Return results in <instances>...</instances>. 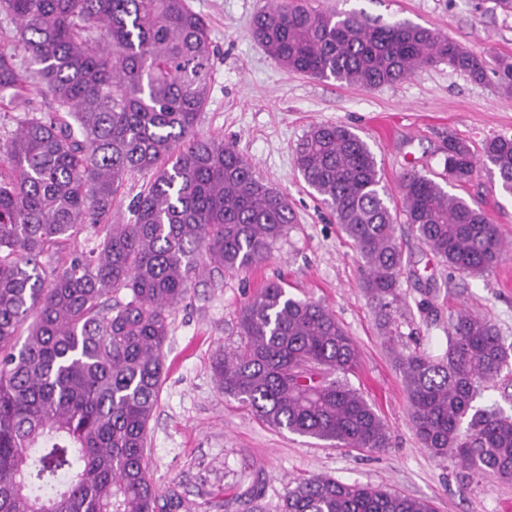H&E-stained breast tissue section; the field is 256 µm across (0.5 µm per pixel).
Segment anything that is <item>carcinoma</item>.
<instances>
[{"mask_svg": "<svg viewBox=\"0 0 512 512\" xmlns=\"http://www.w3.org/2000/svg\"><path fill=\"white\" fill-rule=\"evenodd\" d=\"M17 45L0 48V100L25 118L0 145V512H178L147 466L171 314L206 271L247 272L294 223L286 196L234 147L196 133L212 77L209 27L187 0H0ZM252 36L284 68L375 88L444 64L475 81L489 62L408 21L380 24L308 0H272ZM512 94V59H495ZM51 97L44 113L27 97ZM491 164L512 194V138L482 159L448 136L445 171L461 182ZM295 166L336 215L360 257L361 288L385 308L400 298L403 252L374 154L349 127L316 124ZM148 177L112 222L129 176ZM402 214L453 272L483 278L505 256L484 211L411 171ZM92 228L96 245L46 272L51 250ZM125 292L127 301L109 303ZM239 346L218 353L217 387L270 425L338 447L382 450L388 428L347 375L358 347L319 302L269 283L243 307ZM411 422L423 448L467 472L512 480V415L474 405L512 370L485 317L448 318L444 356L399 351ZM280 512H433L395 491L312 477L288 485Z\"/></svg>", "mask_w": 512, "mask_h": 512, "instance_id": "carcinoma-1", "label": "carcinoma"}]
</instances>
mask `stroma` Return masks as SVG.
<instances>
[{"label": "stroma", "mask_w": 512, "mask_h": 512, "mask_svg": "<svg viewBox=\"0 0 512 512\" xmlns=\"http://www.w3.org/2000/svg\"><path fill=\"white\" fill-rule=\"evenodd\" d=\"M208 22L214 48L208 103L196 132L232 145L295 215L268 260L246 274L196 278L172 314L165 375L147 438L148 470L161 489L176 490L183 512H243L249 496L278 512L290 480L328 476L431 500L437 512H512V481L468 478L454 460L422 448L412 428L393 347L433 357L447 348L448 316L460 308L489 319L512 343V259L484 278L432 261L409 225L397 222L404 252L402 298L379 311L359 286L361 263L351 240L294 165L295 150L319 123H341L374 154L397 206L400 183L417 171L446 183L449 136L481 150L512 136V98L498 78L477 82L447 66H429L374 89L290 71L250 33L271 0H188ZM320 10L360 11L382 23L407 20L482 56L512 57V13L495 0H312ZM451 194L482 209L512 242V197L496 174L476 165ZM270 281L290 295L321 302L354 340L359 368L348 381L386 423L391 444L358 451L293 434L262 421L214 381L212 360L239 345L240 312Z\"/></svg>", "instance_id": "35a3bbf8"}]
</instances>
